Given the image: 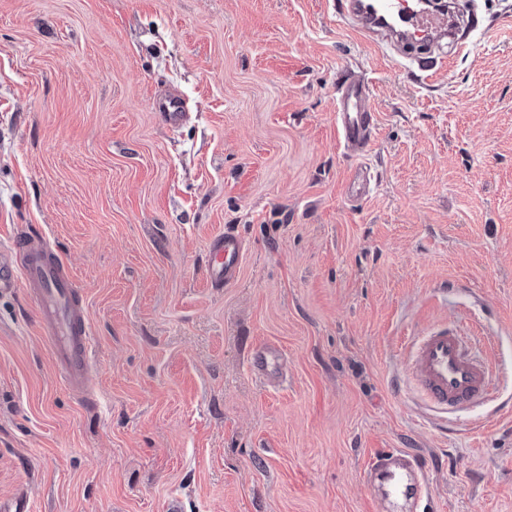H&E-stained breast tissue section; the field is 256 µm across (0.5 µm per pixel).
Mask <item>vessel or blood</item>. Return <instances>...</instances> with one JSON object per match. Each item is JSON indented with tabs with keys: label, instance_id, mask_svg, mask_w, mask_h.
Masks as SVG:
<instances>
[{
	"label": "vessel or blood",
	"instance_id": "vessel-or-blood-1",
	"mask_svg": "<svg viewBox=\"0 0 512 512\" xmlns=\"http://www.w3.org/2000/svg\"><path fill=\"white\" fill-rule=\"evenodd\" d=\"M338 8L349 26L371 36H383L398 45L421 38L426 45L447 38L448 30L435 12L412 9L408 0H340ZM374 115L366 84L351 81L336 98V128L345 148L364 153L370 141ZM242 243L233 233L210 244L207 275L215 287L233 283L240 271ZM24 283L38 306V324L49 336L55 361L65 381L87 390L90 370V327L75 295L62 257L47 240L33 232L15 234L10 253L0 257V293ZM467 339L459 330L441 326L414 337L409 357L411 380L427 399L443 410L486 400L492 391L489 368L465 352ZM424 460L402 449L383 451L368 463L366 477L386 480L392 492L414 499L426 497Z\"/></svg>",
	"mask_w": 512,
	"mask_h": 512
}]
</instances>
